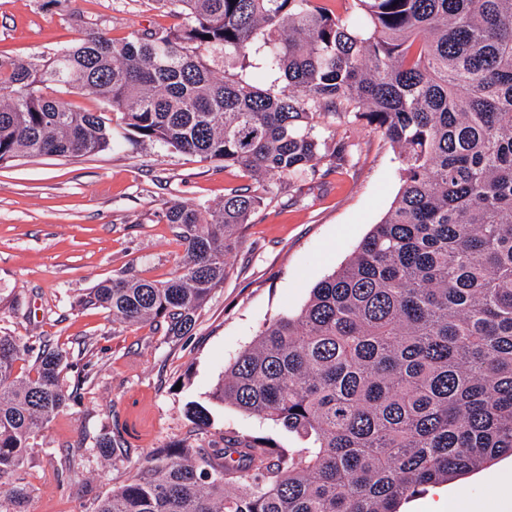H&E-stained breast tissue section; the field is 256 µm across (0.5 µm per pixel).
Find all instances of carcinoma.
<instances>
[{"mask_svg":"<svg viewBox=\"0 0 512 512\" xmlns=\"http://www.w3.org/2000/svg\"><path fill=\"white\" fill-rule=\"evenodd\" d=\"M179 22L52 56L0 55V163L96 154L131 136L238 166L254 184L207 210L167 202L184 245L163 282L123 275L86 303L130 327L187 335L224 285L264 179L292 187L346 146L324 112L362 117L397 149L401 191L297 312L270 320L210 399L301 438H224L152 452L91 512H398L451 477L512 455V0H156ZM263 53L285 86L218 78L209 59ZM90 94L122 115L74 109ZM67 352L0 334V512H29L32 440L74 392ZM97 453L119 450L112 435Z\"/></svg>","mask_w":512,"mask_h":512,"instance_id":"obj_1","label":"carcinoma"}]
</instances>
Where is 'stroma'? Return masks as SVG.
<instances>
[{
	"label": "stroma",
	"instance_id": "35a3bbf8",
	"mask_svg": "<svg viewBox=\"0 0 512 512\" xmlns=\"http://www.w3.org/2000/svg\"><path fill=\"white\" fill-rule=\"evenodd\" d=\"M173 23L155 0H0V54L25 60L90 30L120 39ZM314 123L322 136L345 143L347 163H320L293 189L267 179L266 202L229 258L223 287L180 338L125 327L80 300L120 275L170 278L183 247L162 217L165 202L217 206L231 189L250 184L243 169L123 139L91 156L0 165V332L34 345L51 340L89 371L77 399L28 455L31 512H89L153 449L174 442L205 448L225 436L266 435L281 447H299L263 419L212 405L209 395L261 327L300 309L401 190L398 155L367 121L323 113ZM192 401L211 406L210 429L197 430L187 418ZM106 433L123 443L121 455L108 461L91 449ZM446 488L448 512H512V456Z\"/></svg>",
	"mask_w": 512,
	"mask_h": 512
}]
</instances>
